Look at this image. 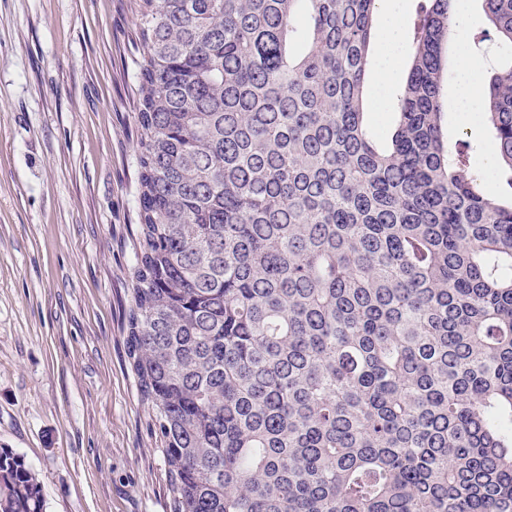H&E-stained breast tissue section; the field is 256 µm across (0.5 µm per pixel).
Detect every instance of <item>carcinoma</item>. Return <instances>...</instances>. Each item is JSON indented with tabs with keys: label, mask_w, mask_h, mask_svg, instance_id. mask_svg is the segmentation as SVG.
<instances>
[{
	"label": "carcinoma",
	"mask_w": 512,
	"mask_h": 512,
	"mask_svg": "<svg viewBox=\"0 0 512 512\" xmlns=\"http://www.w3.org/2000/svg\"><path fill=\"white\" fill-rule=\"evenodd\" d=\"M376 2L139 6L126 344L171 512H512V200L445 133L451 0L379 145ZM480 80L512 187V65ZM0 512H45L9 448Z\"/></svg>",
	"instance_id": "carcinoma-1"
}]
</instances>
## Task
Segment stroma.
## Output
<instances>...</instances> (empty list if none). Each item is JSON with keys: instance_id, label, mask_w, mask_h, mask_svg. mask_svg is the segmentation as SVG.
I'll list each match as a JSON object with an SVG mask.
<instances>
[{"instance_id": "obj_1", "label": "stroma", "mask_w": 512, "mask_h": 512, "mask_svg": "<svg viewBox=\"0 0 512 512\" xmlns=\"http://www.w3.org/2000/svg\"><path fill=\"white\" fill-rule=\"evenodd\" d=\"M140 0H0V448L46 512H169L125 336L140 250ZM448 137L483 124L448 111Z\"/></svg>"}]
</instances>
